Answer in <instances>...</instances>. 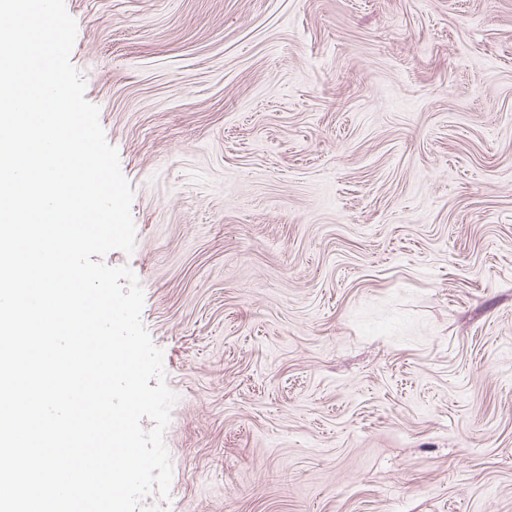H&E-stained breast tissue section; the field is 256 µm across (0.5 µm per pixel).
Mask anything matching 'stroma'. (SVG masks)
<instances>
[{
	"mask_svg": "<svg viewBox=\"0 0 512 512\" xmlns=\"http://www.w3.org/2000/svg\"><path fill=\"white\" fill-rule=\"evenodd\" d=\"M176 394L139 512H512V0H65Z\"/></svg>",
	"mask_w": 512,
	"mask_h": 512,
	"instance_id": "35a3bbf8",
	"label": "stroma"
}]
</instances>
